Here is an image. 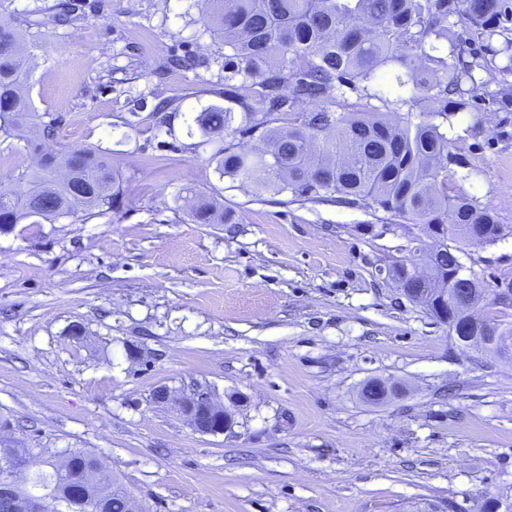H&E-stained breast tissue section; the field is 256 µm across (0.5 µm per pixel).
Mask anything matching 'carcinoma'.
Listing matches in <instances>:
<instances>
[{
	"instance_id": "obj_1",
	"label": "carcinoma",
	"mask_w": 512,
	"mask_h": 512,
	"mask_svg": "<svg viewBox=\"0 0 512 512\" xmlns=\"http://www.w3.org/2000/svg\"><path fill=\"white\" fill-rule=\"evenodd\" d=\"M459 4L471 36L484 44L483 55L466 59L455 43L448 17ZM511 19L512 0H205V32L224 45L227 105H212L193 122L208 138L256 133L264 143L248 153L224 142L215 154L223 176L295 198L334 197L423 225L434 242L419 249L418 259L394 265L401 282L415 284L413 299L436 321L450 320L466 333L490 327L512 335V322L500 320L512 303L493 301L490 310L467 316L415 279L422 263L441 287L462 296L468 288H486L463 262L462 245H494L504 225L468 193V176L448 184L455 139L443 122L468 110L465 85L475 82L474 73L512 50L508 38L494 45ZM24 43L22 29L0 18V138L24 139L36 154L35 168L24 174L25 190L0 182L6 231L31 218L102 213L120 192L119 174L104 153L40 151L56 122L41 120L20 96L30 79ZM348 92L361 103L348 102ZM422 99L433 108L415 110ZM187 216L192 224L230 221L204 196ZM78 484L95 493L98 512H127L125 487L99 457L82 450L68 469L38 472L29 487L51 498L48 512H70L63 491Z\"/></svg>"
}]
</instances>
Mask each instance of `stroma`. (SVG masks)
I'll use <instances>...</instances> for the list:
<instances>
[{
  "label": "stroma",
  "instance_id": "1",
  "mask_svg": "<svg viewBox=\"0 0 512 512\" xmlns=\"http://www.w3.org/2000/svg\"><path fill=\"white\" fill-rule=\"evenodd\" d=\"M0 0L34 46L29 96L55 150L97 148L121 179L112 209L0 233V440L96 455L143 512H485L512 503V361L462 349L385 270L421 225L352 205L255 194L219 177L192 118L224 101V48L202 0ZM210 68L161 73L166 59ZM477 71L453 117L449 181L506 235L465 246L487 286L512 282V84ZM173 113H155L158 100ZM202 193L233 214L192 224ZM81 326L82 337L71 334ZM381 377L401 395L372 406ZM210 388L234 427L195 432L159 386Z\"/></svg>",
  "mask_w": 512,
  "mask_h": 512
}]
</instances>
